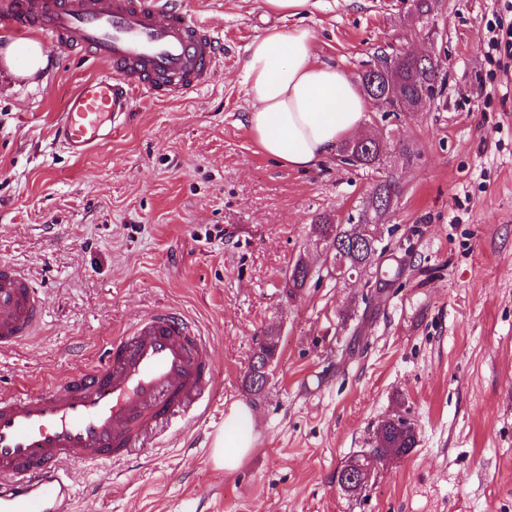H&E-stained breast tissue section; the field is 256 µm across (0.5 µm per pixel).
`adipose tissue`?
Wrapping results in <instances>:
<instances>
[{"label": "adipose tissue", "instance_id": "obj_1", "mask_svg": "<svg viewBox=\"0 0 512 512\" xmlns=\"http://www.w3.org/2000/svg\"><path fill=\"white\" fill-rule=\"evenodd\" d=\"M317 0H263L268 13L294 19L270 27L248 47L243 82L252 100L245 122L260 150L279 164L308 170L362 125L367 99L336 65L319 60L314 31L302 25ZM252 415L238 404L214 444L218 466H239L251 447Z\"/></svg>", "mask_w": 512, "mask_h": 512}]
</instances>
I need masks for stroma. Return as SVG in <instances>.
I'll return each mask as SVG.
<instances>
[{
  "mask_svg": "<svg viewBox=\"0 0 512 512\" xmlns=\"http://www.w3.org/2000/svg\"><path fill=\"white\" fill-rule=\"evenodd\" d=\"M224 39L209 84L137 97L119 134L83 158L52 143L56 120L98 64L65 49L31 79L0 66V260L46 299L26 343L0 351V390H32L96 363L108 340L166 308L210 339L217 401L253 414L252 445L216 466L221 414L152 436L122 463L70 468L78 512H512V58L489 51L512 0H319L306 23L320 59L351 77L379 50L435 56L442 93L414 112L370 104L379 173L329 155L296 171L247 128L249 44L277 24L262 0H186ZM418 153L405 162L399 144ZM399 195L378 229L377 268L337 280L311 234L347 222L377 175ZM313 267L288 296L296 261ZM402 269L376 294L378 267ZM279 334L266 391L243 390L264 331ZM403 416L418 443L344 494L340 467Z\"/></svg>",
  "mask_w": 512,
  "mask_h": 512,
  "instance_id": "35a3bbf8",
  "label": "stroma"
}]
</instances>
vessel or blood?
<instances>
[{
    "mask_svg": "<svg viewBox=\"0 0 512 512\" xmlns=\"http://www.w3.org/2000/svg\"><path fill=\"white\" fill-rule=\"evenodd\" d=\"M0 22L85 53L102 72L68 97L54 139L76 157L111 139L135 97H180L207 85L224 43L181 0H7ZM45 300L25 271L0 261V351L27 341ZM208 342L190 317L143 315L103 360L23 392H0V512H73L74 464L109 463L200 412L218 395Z\"/></svg>",
    "mask_w": 512,
    "mask_h": 512,
    "instance_id": "vessel-or-blood-1",
    "label": "vessel or blood"
}]
</instances>
